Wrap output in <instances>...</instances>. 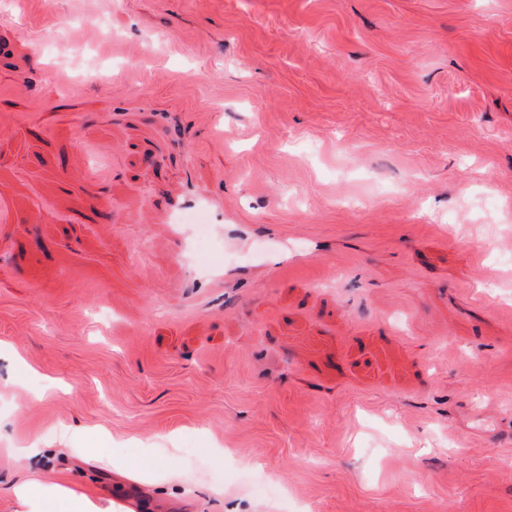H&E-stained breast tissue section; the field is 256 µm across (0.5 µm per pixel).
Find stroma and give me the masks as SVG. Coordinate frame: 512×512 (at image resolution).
Instances as JSON below:
<instances>
[{"instance_id":"obj_1","label":"stroma","mask_w":512,"mask_h":512,"mask_svg":"<svg viewBox=\"0 0 512 512\" xmlns=\"http://www.w3.org/2000/svg\"><path fill=\"white\" fill-rule=\"evenodd\" d=\"M510 209L512 0H0V512H512ZM18 503L25 510L22 512H48L50 503L63 501L67 507L57 508L61 512H102L97 501L90 495L72 488L56 485L47 494L38 480L26 483L15 490Z\"/></svg>"}]
</instances>
